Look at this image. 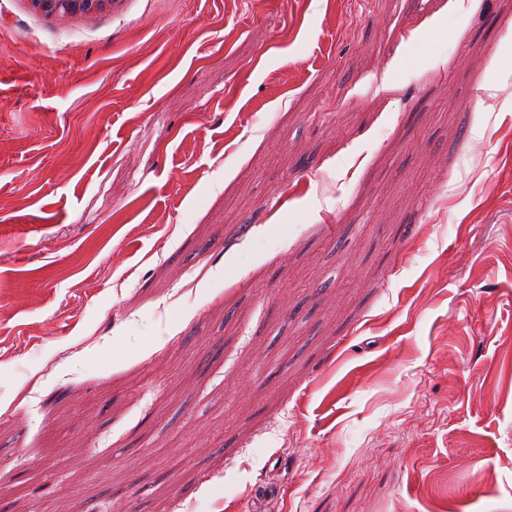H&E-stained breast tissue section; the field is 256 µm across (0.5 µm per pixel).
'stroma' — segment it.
I'll return each mask as SVG.
<instances>
[{"mask_svg": "<svg viewBox=\"0 0 512 512\" xmlns=\"http://www.w3.org/2000/svg\"><path fill=\"white\" fill-rule=\"evenodd\" d=\"M512 512V0H0V508ZM119 0H32L35 9L46 15H84L112 10Z\"/></svg>", "mask_w": 512, "mask_h": 512, "instance_id": "stroma-1", "label": "stroma"}]
</instances>
